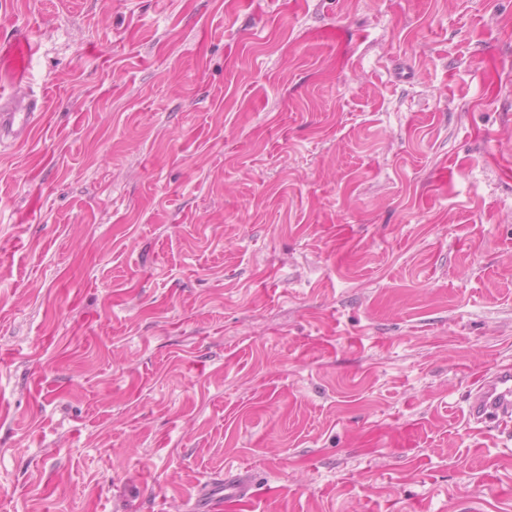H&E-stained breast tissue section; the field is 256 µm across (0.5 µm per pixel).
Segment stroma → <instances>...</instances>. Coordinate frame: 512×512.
Returning <instances> with one entry per match:
<instances>
[{
    "instance_id": "obj_1",
    "label": "stroma",
    "mask_w": 512,
    "mask_h": 512,
    "mask_svg": "<svg viewBox=\"0 0 512 512\" xmlns=\"http://www.w3.org/2000/svg\"><path fill=\"white\" fill-rule=\"evenodd\" d=\"M0 512H512V0H0ZM28 81L15 84V70ZM44 108L43 98L0 97V144L21 145L37 131V120ZM467 418L483 427L512 421V364H498L470 394Z\"/></svg>"
}]
</instances>
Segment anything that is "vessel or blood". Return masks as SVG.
Segmentation results:
<instances>
[{
  "label": "vessel or blood",
  "mask_w": 512,
  "mask_h": 512,
  "mask_svg": "<svg viewBox=\"0 0 512 512\" xmlns=\"http://www.w3.org/2000/svg\"><path fill=\"white\" fill-rule=\"evenodd\" d=\"M44 101L35 96L0 97V144L21 145L37 131ZM467 418L481 426L512 423V364L497 365L470 394Z\"/></svg>",
  "instance_id": "1"
}]
</instances>
